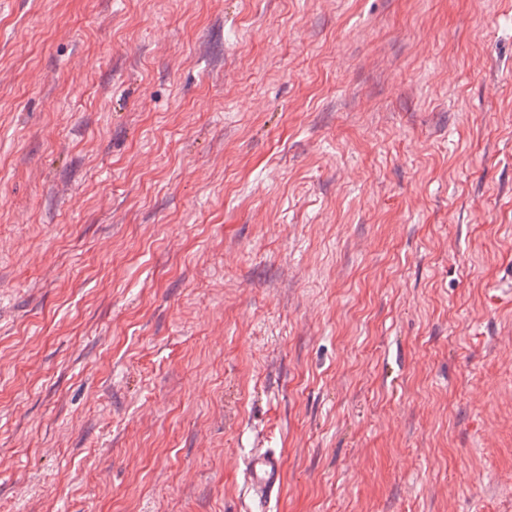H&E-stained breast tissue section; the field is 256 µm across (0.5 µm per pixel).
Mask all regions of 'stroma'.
<instances>
[{
  "label": "stroma",
  "instance_id": "stroma-1",
  "mask_svg": "<svg viewBox=\"0 0 512 512\" xmlns=\"http://www.w3.org/2000/svg\"><path fill=\"white\" fill-rule=\"evenodd\" d=\"M512 0H0V512H512ZM282 474L283 459L274 450L255 451L246 459L244 481L249 493L267 506L280 488Z\"/></svg>",
  "mask_w": 512,
  "mask_h": 512
}]
</instances>
